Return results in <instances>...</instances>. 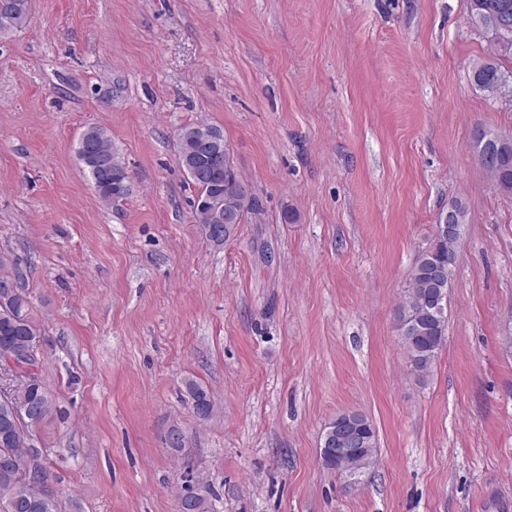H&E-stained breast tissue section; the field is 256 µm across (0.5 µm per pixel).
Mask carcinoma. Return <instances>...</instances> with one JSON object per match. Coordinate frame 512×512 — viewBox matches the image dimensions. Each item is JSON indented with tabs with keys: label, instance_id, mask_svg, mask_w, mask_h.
I'll return each instance as SVG.
<instances>
[{
	"label": "carcinoma",
	"instance_id": "1",
	"mask_svg": "<svg viewBox=\"0 0 512 512\" xmlns=\"http://www.w3.org/2000/svg\"><path fill=\"white\" fill-rule=\"evenodd\" d=\"M15 2L19 4L15 13L7 20L0 19V34L20 29L31 21L29 0ZM467 4L470 24L488 40L487 57L472 66V82L489 98L512 99V74L501 69L503 62L512 61V0H467ZM207 127L224 134L221 128L205 123L180 129L179 158L187 177L199 190L193 202L195 222L202 225L212 243L221 246L230 236L232 225L243 224L248 216L258 214L259 204L257 199L247 196L248 183L237 169L225 166L224 152L204 155L196 152L198 138ZM88 146L112 159L106 177L91 166H84L100 199L110 203L128 196L129 173L115 152L108 131L98 126L87 128L78 141L77 153ZM474 147L500 192L512 196V148L506 159L495 160L498 137L482 129L474 134ZM451 210L457 216L455 233L441 238L434 251L418 254L408 293L399 309L402 345L410 366L419 374L429 369L445 340L446 316L436 314L430 305V296L440 285L447 290L452 287L457 260L455 244L468 215L466 204L460 200L452 203ZM439 266L444 267V280L440 285L432 277ZM14 277L20 281V288L15 291L0 288V348L21 351L35 343L40 330L31 317L30 293L24 273L16 262L0 253V282ZM185 385L195 414L201 419L209 418L214 403L207 390L193 379L187 380ZM23 390L31 405L32 421L17 420L10 412L11 394L0 396V512H57L55 498L43 497L30 486L32 477L46 482L51 480L44 456L32 454L30 436L32 427L42 424L56 409L55 398L36 372L25 378ZM350 415L361 425L362 447L345 459L321 449L319 458L325 467L356 478L373 463L376 431L363 413L352 411ZM209 495V488L201 480L186 485L181 496V512H212Z\"/></svg>",
	"mask_w": 512,
	"mask_h": 512
}]
</instances>
